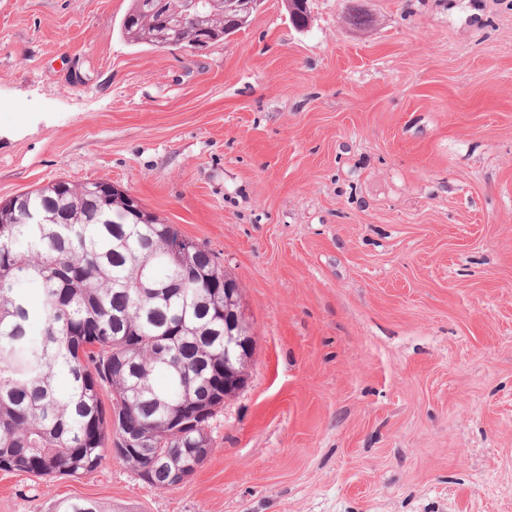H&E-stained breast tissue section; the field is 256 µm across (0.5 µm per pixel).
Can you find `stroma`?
<instances>
[{"mask_svg":"<svg viewBox=\"0 0 512 512\" xmlns=\"http://www.w3.org/2000/svg\"><path fill=\"white\" fill-rule=\"evenodd\" d=\"M127 8L0 0V201L105 180L176 225L241 288L246 382L186 483L108 454L0 472V512H512V0H259L195 51Z\"/></svg>","mask_w":512,"mask_h":512,"instance_id":"1","label":"stroma"}]
</instances>
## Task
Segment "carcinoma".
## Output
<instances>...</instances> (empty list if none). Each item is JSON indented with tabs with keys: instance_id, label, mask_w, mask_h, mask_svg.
<instances>
[{
	"instance_id": "cac0c4a2",
	"label": "carcinoma",
	"mask_w": 512,
	"mask_h": 512,
	"mask_svg": "<svg viewBox=\"0 0 512 512\" xmlns=\"http://www.w3.org/2000/svg\"><path fill=\"white\" fill-rule=\"evenodd\" d=\"M183 0H129L119 29L133 46L197 50L249 21L224 28V0L180 18ZM104 181L57 180L0 205V458L8 471L81 477L106 448L151 473L159 490L177 485L168 462L209 448L210 421L224 408V279L213 254L177 252L182 234ZM40 289L33 304L16 285ZM135 322L140 335L126 336ZM182 335L167 336L172 324ZM109 394L110 410L102 393ZM56 512H103L66 499Z\"/></svg>"
}]
</instances>
